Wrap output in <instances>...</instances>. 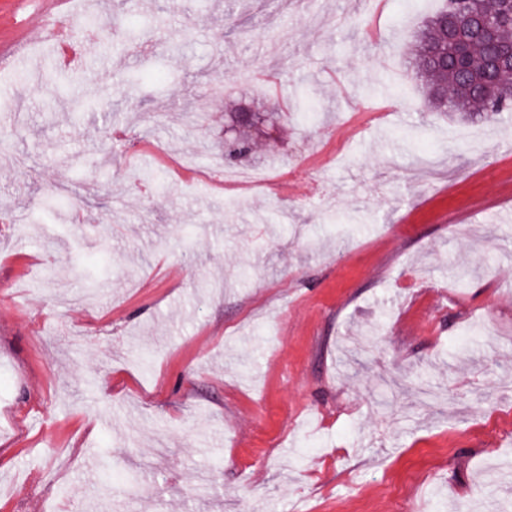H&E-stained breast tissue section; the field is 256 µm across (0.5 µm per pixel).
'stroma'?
<instances>
[{"label":"stroma","instance_id":"obj_1","mask_svg":"<svg viewBox=\"0 0 512 512\" xmlns=\"http://www.w3.org/2000/svg\"><path fill=\"white\" fill-rule=\"evenodd\" d=\"M411 2L112 0L15 62L0 512H512V121L428 104ZM257 108L266 188L201 180ZM74 48L76 50L69 52L65 61L66 69L76 68L82 65L92 55L93 42L89 38L76 39L72 36H58L56 41L55 55L57 63L61 68L63 67L61 49L72 50Z\"/></svg>","mask_w":512,"mask_h":512}]
</instances>
